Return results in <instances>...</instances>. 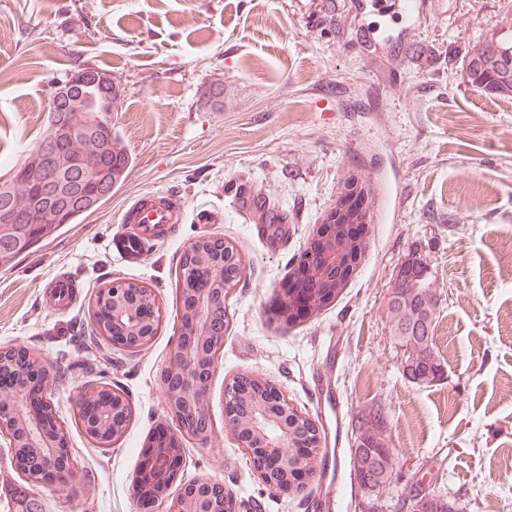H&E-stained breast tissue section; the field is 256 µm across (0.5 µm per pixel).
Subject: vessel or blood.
<instances>
[{
	"instance_id": "b4317fda",
	"label": "vessel or blood",
	"mask_w": 512,
	"mask_h": 512,
	"mask_svg": "<svg viewBox=\"0 0 512 512\" xmlns=\"http://www.w3.org/2000/svg\"><path fill=\"white\" fill-rule=\"evenodd\" d=\"M185 216V204L178 197L155 191L140 193L122 210L124 229L113 238L111 246L122 262L139 264L150 244L175 235ZM74 288V281L60 273L46 281L44 296L55 310L63 312L73 302Z\"/></svg>"
}]
</instances>
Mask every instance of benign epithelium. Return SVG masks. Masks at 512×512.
Returning <instances> with one entry per match:
<instances>
[{
  "instance_id": "obj_1",
  "label": "benign epithelium",
  "mask_w": 512,
  "mask_h": 512,
  "mask_svg": "<svg viewBox=\"0 0 512 512\" xmlns=\"http://www.w3.org/2000/svg\"><path fill=\"white\" fill-rule=\"evenodd\" d=\"M112 76L87 67L70 75L69 80L53 86L50 100L49 125L44 149L75 133H88L94 121L86 117L101 110L104 103H112ZM94 87L98 94L89 95L84 88ZM87 155L52 156V179L62 185L76 169L86 170ZM368 189L355 175L349 177L319 223L313 225L300 258L307 286L305 317H311L329 303L346 278L336 276V269L350 264V257L359 253L367 242L372 223L368 205ZM211 238L194 240L186 248L193 268L207 272L209 286L201 287L196 275L181 273L178 330L169 365L161 375L168 414L179 426L173 430L163 426L148 442V451L139 459L136 491L138 496L155 503L170 497L178 484L183 463V435L193 420H207L210 410V377L200 376L202 366L213 367L208 359L209 346L214 344L208 314L217 294L226 287L224 261L210 246ZM157 311L154 296L141 293L133 298L121 288H112V342L130 345L143 338L144 310ZM258 388L244 392L235 388L231 404L244 408V413L225 412L229 431L240 447L253 461L261 481H266L270 470L281 471V488L288 489V472H300L308 467L309 457L296 453L293 427L286 416L295 411L281 391L270 381L255 377ZM79 407L92 416L91 429L105 441L127 431L125 402L112 393L109 385L84 388ZM0 436L7 441L14 458L38 457L48 465V472L59 469L58 438L44 432L39 409L29 401L27 381L21 380L11 389L8 399L0 401ZM221 484L206 481L183 483L174 494L171 512H224V499L212 494L211 488Z\"/></svg>"
}]
</instances>
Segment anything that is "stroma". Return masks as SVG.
Returning <instances> with one entry per match:
<instances>
[{
  "instance_id": "stroma-1",
  "label": "stroma",
  "mask_w": 512,
  "mask_h": 512,
  "mask_svg": "<svg viewBox=\"0 0 512 512\" xmlns=\"http://www.w3.org/2000/svg\"><path fill=\"white\" fill-rule=\"evenodd\" d=\"M428 2L409 28L352 0H0V179L40 144L51 87L77 60L121 84L112 130L132 157L108 201L0 269V346L40 355L76 468L91 479L83 496L34 486L0 450V495L24 489L42 512H169L140 503L139 451L169 420L159 376L176 339L175 271L186 247L210 236L234 244L246 268L226 305L212 430L185 440L183 481L211 478L250 512H401L420 478L453 512H512V100L471 87L461 65L512 22V0ZM354 174L370 191L365 259L336 301L279 328L267 314L274 291ZM245 190L286 210L287 223L243 217L235 199ZM145 191L179 196L186 221L129 267L110 242ZM411 254L441 297L445 378L428 387L404 379L390 336L388 298ZM59 273L78 287L66 312L41 303ZM111 280L149 287L161 306L158 335L131 359L91 348L83 327L89 299ZM333 336L341 479L325 511L318 481L300 495L260 482L225 425L224 388L259 376L320 420L312 379ZM82 358L91 373H78ZM102 382L120 384L135 408L106 452L72 422L83 386ZM377 405L403 478L369 500L350 450L357 419Z\"/></svg>"
}]
</instances>
